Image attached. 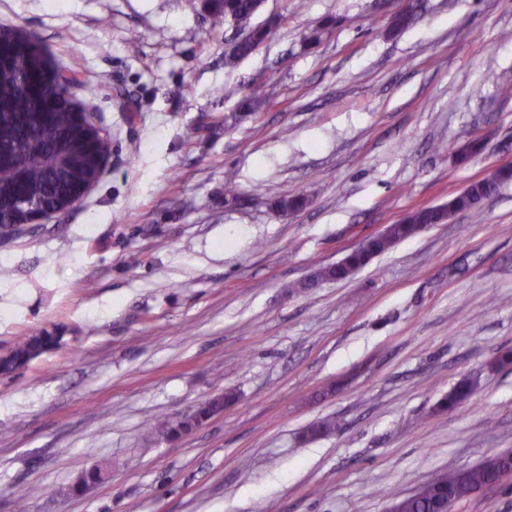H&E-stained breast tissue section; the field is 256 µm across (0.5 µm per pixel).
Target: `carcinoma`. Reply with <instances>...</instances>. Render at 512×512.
<instances>
[{"label": "carcinoma", "instance_id": "obj_1", "mask_svg": "<svg viewBox=\"0 0 512 512\" xmlns=\"http://www.w3.org/2000/svg\"><path fill=\"white\" fill-rule=\"evenodd\" d=\"M261 0H203V8L214 29L232 25L243 32L224 58L228 67L252 55L269 37L275 22L254 25L252 19L260 10ZM412 22L411 11L404 8L390 21L389 31L397 33ZM332 21L326 19L303 36L309 47L318 45L328 34ZM59 66L45 48L32 38L19 34L0 37V194L4 199L22 200L32 205L53 208L68 197L74 186L90 178L95 160L110 152L107 136H86L75 116V108L87 113L97 112L95 95L90 93L74 106L66 97V86L60 81ZM512 181V169L502 167L491 176L453 197L451 205L457 211L472 210L474 197L491 195ZM441 217L431 208L411 214L407 224H390L385 232L371 241L367 253L352 252L342 268L321 269L324 280L341 281L349 278L397 243L415 236L429 224H439ZM57 338L50 333L38 335L31 331L17 337L11 356L0 361V375H12L19 364H28L48 351ZM477 384L464 379L438 404L441 410H451L467 401ZM233 395L215 396L201 403L187 416L169 419L159 433L168 440L202 425L212 415L224 410ZM512 465V455L502 454L492 461L462 468L453 474L426 484L417 493L396 501L398 512H452L456 503L491 483L498 469ZM111 467L96 466L68 488L82 495L103 483Z\"/></svg>", "mask_w": 512, "mask_h": 512}]
</instances>
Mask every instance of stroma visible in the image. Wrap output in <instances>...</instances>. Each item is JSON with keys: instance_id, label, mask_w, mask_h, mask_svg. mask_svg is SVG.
<instances>
[{"instance_id": "stroma-1", "label": "stroma", "mask_w": 512, "mask_h": 512, "mask_svg": "<svg viewBox=\"0 0 512 512\" xmlns=\"http://www.w3.org/2000/svg\"><path fill=\"white\" fill-rule=\"evenodd\" d=\"M417 3L392 34L402 0H264L254 21L277 26L228 69L236 33L200 0H0V27L96 90L110 138L81 203L0 239V351L63 337L0 376V512L20 485L41 489L27 512H387L512 452V366L489 369L512 349V185L347 280L315 277L512 163V0ZM465 378L472 397L436 411ZM229 391L179 440L153 432ZM112 469L110 464L108 467L96 466L86 471L68 488V492L74 495H83L92 487L103 483Z\"/></svg>"}]
</instances>
